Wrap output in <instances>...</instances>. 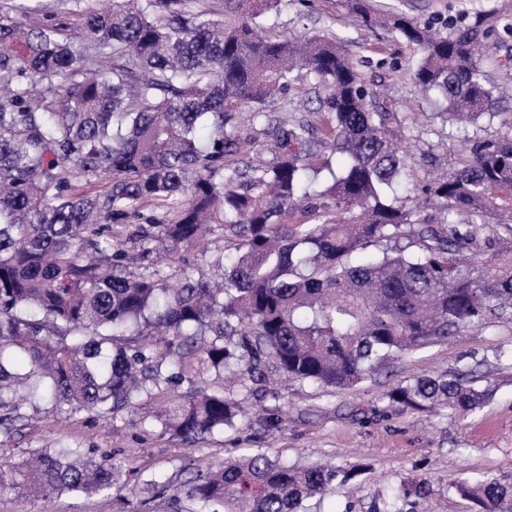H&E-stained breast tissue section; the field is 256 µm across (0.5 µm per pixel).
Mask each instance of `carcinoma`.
<instances>
[{
    "label": "carcinoma",
    "mask_w": 512,
    "mask_h": 512,
    "mask_svg": "<svg viewBox=\"0 0 512 512\" xmlns=\"http://www.w3.org/2000/svg\"><path fill=\"white\" fill-rule=\"evenodd\" d=\"M282 0H101L79 10V41L34 21V0L0 10V430L26 402L115 414L163 398L162 428L194 441L245 418L224 387L272 371L346 390L466 329L512 323V136L461 140L457 165L407 187L413 157L375 106L342 42L268 34ZM368 30L420 49L417 86L451 124L493 119L498 86L478 50L495 13L435 29L354 0ZM322 119L268 128L272 158L250 160L244 112L301 78ZM331 175L322 185L318 175ZM146 202L166 208L141 220ZM437 219L420 217L427 208ZM226 246L193 274L212 225ZM162 254L174 287L155 264ZM186 390L173 395L176 387ZM383 397L464 416L488 390L472 370L410 378ZM354 466L297 467L263 452L198 470L172 498L198 512H302ZM120 475L91 449L58 442L0 467V493L104 494ZM403 482L381 512L420 496ZM477 512H512V478L454 484Z\"/></svg>",
    "instance_id": "1"
}]
</instances>
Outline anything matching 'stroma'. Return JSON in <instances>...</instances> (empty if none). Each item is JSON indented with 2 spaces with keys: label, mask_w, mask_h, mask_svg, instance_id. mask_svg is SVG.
Segmentation results:
<instances>
[{
  "label": "stroma",
  "mask_w": 512,
  "mask_h": 512,
  "mask_svg": "<svg viewBox=\"0 0 512 512\" xmlns=\"http://www.w3.org/2000/svg\"><path fill=\"white\" fill-rule=\"evenodd\" d=\"M372 8L442 26L464 12H512V0H368ZM265 26L280 38L320 34L342 40L360 64L372 100L389 115L414 158L411 181L423 186L456 165L463 135L489 138L512 131V98L498 101L494 121L461 132L438 116L421 95L410 65L415 45L388 28L360 27L348 0H288ZM314 81L302 76L267 108L271 120L317 111ZM469 368L489 400L464 417L446 410L410 411L384 393L407 378ZM235 396L250 409L246 422L186 442L156 422L160 402L116 415L94 414L41 402L24 406L26 419L0 433V463L22 462L31 450L56 440L93 448L122 475L119 496L0 494V512H174L170 500L147 491L148 480L180 486L196 470L216 468L253 451L298 466L366 464L355 480L336 484L307 501V512H374L389 486L429 478L426 497L410 498L403 512H476L456 493V481L479 474L512 477V324L461 332L452 342L411 352L383 368L371 382L345 391L285 381L278 374L248 383Z\"/></svg>",
  "instance_id": "35a3bbf8"
}]
</instances>
